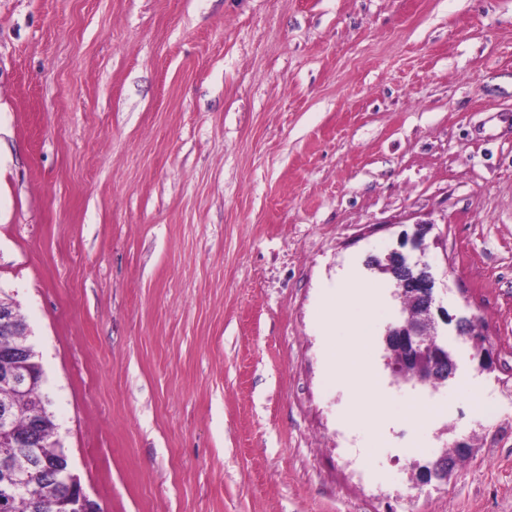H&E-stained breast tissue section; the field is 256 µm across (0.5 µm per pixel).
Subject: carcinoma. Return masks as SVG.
<instances>
[{
  "mask_svg": "<svg viewBox=\"0 0 512 512\" xmlns=\"http://www.w3.org/2000/svg\"><path fill=\"white\" fill-rule=\"evenodd\" d=\"M27 337L0 331V370L21 369L31 382L15 397L20 410L15 413L13 431L27 432L31 418L41 423L43 447L33 449L38 476L12 491L0 485V512H68L74 485L65 482L62 470L71 468L64 446L55 441L59 426L51 411V400L44 390V370L35 349L26 348Z\"/></svg>",
  "mask_w": 512,
  "mask_h": 512,
  "instance_id": "1",
  "label": "carcinoma"
}]
</instances>
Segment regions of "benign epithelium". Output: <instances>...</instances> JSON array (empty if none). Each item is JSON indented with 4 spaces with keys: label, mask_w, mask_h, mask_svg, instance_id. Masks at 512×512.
Returning a JSON list of instances; mask_svg holds the SVG:
<instances>
[{
    "label": "benign epithelium",
    "mask_w": 512,
    "mask_h": 512,
    "mask_svg": "<svg viewBox=\"0 0 512 512\" xmlns=\"http://www.w3.org/2000/svg\"><path fill=\"white\" fill-rule=\"evenodd\" d=\"M378 266L390 276L397 277L402 303V316L386 332L387 350L401 359L404 372L421 384L436 387L454 377L455 364L448 356L433 354L427 346L438 347L440 343L427 342L435 336L432 307L435 303V277L430 267L418 260L413 261L409 255L393 250L378 260ZM457 335L467 337L471 342L479 361L485 367L492 365L489 349L480 339L477 324H468L467 319L457 322ZM454 462L450 453H444L431 466V477L438 481H448V471ZM74 512H99L97 502L81 491L72 497Z\"/></svg>",
    "instance_id": "1"
}]
</instances>
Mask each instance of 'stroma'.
Returning <instances> with one entry per match:
<instances>
[{
  "mask_svg": "<svg viewBox=\"0 0 512 512\" xmlns=\"http://www.w3.org/2000/svg\"><path fill=\"white\" fill-rule=\"evenodd\" d=\"M419 223L435 388L367 265ZM346 266L383 287L375 402ZM0 292L102 512H512V0H0ZM468 322L471 323V331L469 332V328L467 326ZM477 324L474 321L468 319H461L457 322L456 331L458 336H468L466 338L467 341L471 342L473 349L475 350L479 361L482 362L486 368H490L492 365V360L490 356L489 349L485 347L486 337L482 336L480 332L477 330ZM484 340L482 341L480 337Z\"/></svg>",
  "mask_w": 512,
  "mask_h": 512,
  "instance_id": "stroma-1",
  "label": "stroma"
}]
</instances>
